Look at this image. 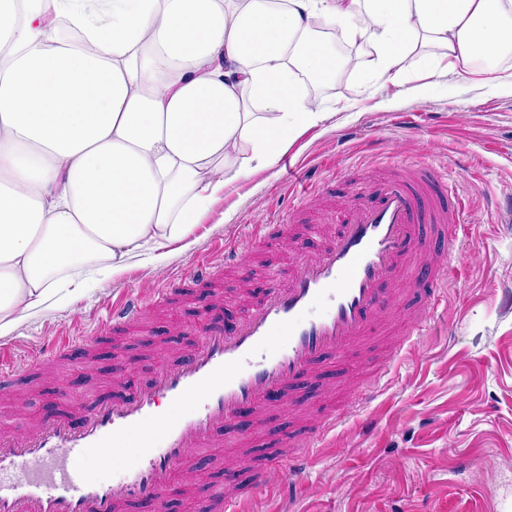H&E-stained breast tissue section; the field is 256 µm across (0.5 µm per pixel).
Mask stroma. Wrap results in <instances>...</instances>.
<instances>
[{
	"label": "stroma",
	"instance_id": "obj_1",
	"mask_svg": "<svg viewBox=\"0 0 512 512\" xmlns=\"http://www.w3.org/2000/svg\"><path fill=\"white\" fill-rule=\"evenodd\" d=\"M352 67L312 92L330 119L298 136L278 163L232 185L195 231L196 244L175 242L165 259L138 251L120 275L90 284L71 308L47 307L12 336L0 340L18 359L73 335L83 349L65 367L39 377L0 384V424L23 436L33 424L59 412H80L93 399L132 394L160 361L180 358L215 319L207 285L191 284L205 249L242 239L250 224H272L292 211L304 184L327 176L320 162L340 167L419 160L446 173L467 205L462 245L437 252L452 270L448 308L435 325L411 336L390 371L371 363L348 380L328 378L314 389L317 405L343 407L351 390L371 382L370 411L378 426L363 434L358 417L337 423L310 461L291 495L273 489L250 503L254 512H498L512 498V55L498 60L502 79L428 75L420 56L405 61L406 83L384 85L373 77V56L347 44ZM433 83L424 97L414 86ZM185 282L178 301L144 324V336L96 335L112 300L126 291L152 296L155 289ZM223 313L243 318L246 307L273 281L255 276L240 287L225 273ZM123 356L127 369L114 370ZM291 412L251 423L239 436L250 448L241 468L272 459ZM224 441L199 450L177 480L168 512H206L224 482Z\"/></svg>",
	"mask_w": 512,
	"mask_h": 512
}]
</instances>
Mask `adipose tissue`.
Masks as SVG:
<instances>
[{"mask_svg": "<svg viewBox=\"0 0 512 512\" xmlns=\"http://www.w3.org/2000/svg\"><path fill=\"white\" fill-rule=\"evenodd\" d=\"M328 29L395 86L414 52L493 74L512 0H0V339L139 248L191 241L327 120L309 85L336 70Z\"/></svg>", "mask_w": 512, "mask_h": 512, "instance_id": "1", "label": "adipose tissue"}]
</instances>
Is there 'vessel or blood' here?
Returning a JSON list of instances; mask_svg holds the SVG:
<instances>
[{
  "label": "vessel or blood",
  "instance_id": "b4317fda",
  "mask_svg": "<svg viewBox=\"0 0 512 512\" xmlns=\"http://www.w3.org/2000/svg\"><path fill=\"white\" fill-rule=\"evenodd\" d=\"M465 209L448 177L429 166H377L366 200L342 216L328 214L342 228L316 255H301L293 275L264 293L242 320L204 327L192 353L159 364L135 396L56 415L20 441L1 431L0 512H129L144 502L166 505L172 479L185 471L192 451L212 447L241 416L267 420L320 380L327 361L371 359L382 337L397 354L403 342L392 315L418 293L423 303L411 327L423 330L445 299L450 269L418 258L437 242L458 244ZM226 268L249 279L247 250L235 243L222 247L205 275L215 282ZM174 296L166 288L149 300L118 298L108 322L133 325L149 305L169 304ZM336 421L331 413L320 427L291 430L280 456L292 467L307 464V448ZM128 446L138 453L123 458L119 480L86 473L91 454ZM266 486L262 474L247 486L225 483L212 495L213 508L246 512Z\"/></svg>",
  "mask_w": 512,
  "mask_h": 512
}]
</instances>
